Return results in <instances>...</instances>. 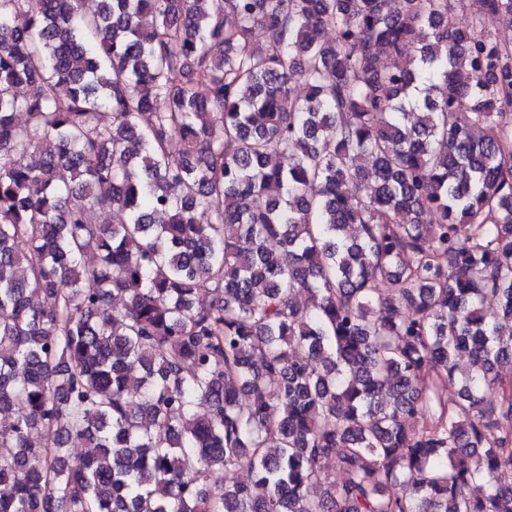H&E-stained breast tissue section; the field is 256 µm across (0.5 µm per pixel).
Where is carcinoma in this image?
Masks as SVG:
<instances>
[{"mask_svg":"<svg viewBox=\"0 0 512 512\" xmlns=\"http://www.w3.org/2000/svg\"><path fill=\"white\" fill-rule=\"evenodd\" d=\"M498 26L512 0H0V512H512Z\"/></svg>","mask_w":512,"mask_h":512,"instance_id":"obj_1","label":"carcinoma"}]
</instances>
